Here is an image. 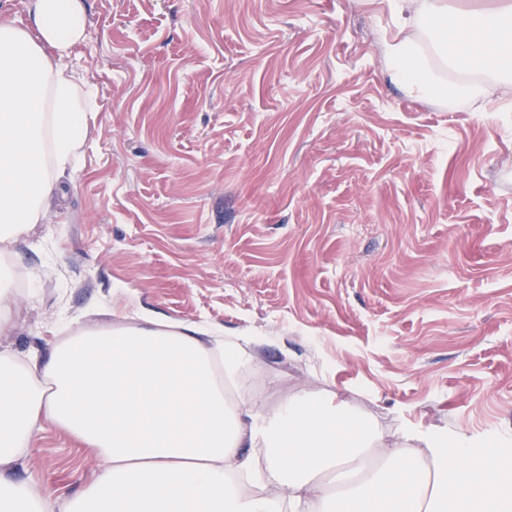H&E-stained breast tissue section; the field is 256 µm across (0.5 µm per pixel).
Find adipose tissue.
Masks as SVG:
<instances>
[{"label": "adipose tissue", "mask_w": 512, "mask_h": 512, "mask_svg": "<svg viewBox=\"0 0 512 512\" xmlns=\"http://www.w3.org/2000/svg\"><path fill=\"white\" fill-rule=\"evenodd\" d=\"M381 2L392 81L419 97L512 102V0ZM26 9L24 22L0 16L1 256L39 223L55 175L77 164L100 95L62 64L86 39L83 0ZM252 345L146 316L43 357L0 351V470L51 424L102 460L64 512H512V490L488 474L495 445L477 455L467 435L405 421L385 432L337 394L302 390L272 411L244 391L227 401L223 377L254 362ZM0 512L50 510L0 473Z\"/></svg>", "instance_id": "obj_1"}]
</instances>
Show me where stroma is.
I'll list each match as a JSON object with an SVG mask.
<instances>
[{
	"label": "stroma",
	"mask_w": 512,
	"mask_h": 512,
	"mask_svg": "<svg viewBox=\"0 0 512 512\" xmlns=\"http://www.w3.org/2000/svg\"><path fill=\"white\" fill-rule=\"evenodd\" d=\"M97 85L62 198L7 261L0 350L48 354L133 313L259 338L224 393L344 394L512 438V112L390 82L356 0H85ZM95 451L46 427L7 475L65 502ZM12 283L9 276L0 272V329L9 327L12 311Z\"/></svg>",
	"instance_id": "stroma-1"
}]
</instances>
